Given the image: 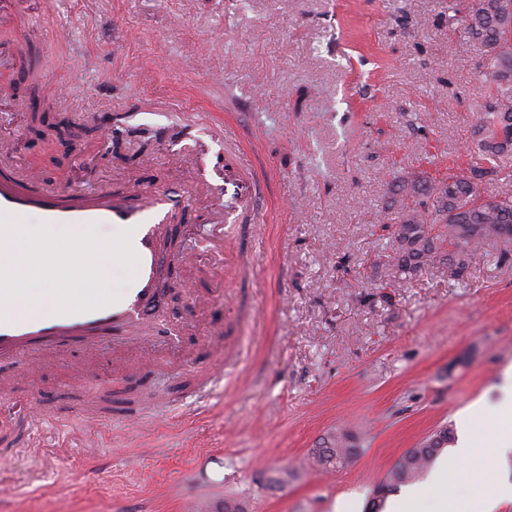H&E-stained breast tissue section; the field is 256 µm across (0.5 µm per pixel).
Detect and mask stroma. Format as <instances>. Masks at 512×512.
<instances>
[{"label": "stroma", "instance_id": "35a3bbf8", "mask_svg": "<svg viewBox=\"0 0 512 512\" xmlns=\"http://www.w3.org/2000/svg\"><path fill=\"white\" fill-rule=\"evenodd\" d=\"M471 0H0V51L35 57L58 110L89 136L47 152L28 123L26 69L0 68V169L34 168L47 185L124 191L126 176L184 199L196 261L168 279L181 347L138 325L127 358H210L218 329L241 357L204 409L130 430V390L173 388L166 375L123 378L103 349L85 379L69 364L18 384L0 405V512H194L196 500L247 512H364L409 448L470 417L473 465L512 477L484 444L502 429L487 405L512 365V240H491L462 280L437 263L401 278L391 230L375 224L398 177L443 179L474 161L472 111L485 94L479 48L459 33ZM122 128L125 156L113 154ZM249 148L267 181L255 228L221 224L224 138ZM136 154L128 163V154ZM255 247L249 280L229 281L224 246ZM108 391L96 434L75 395ZM47 414L17 441L32 405ZM359 449L347 467L309 465L330 433ZM224 459V480L194 462ZM83 479L70 477L75 467ZM286 483H275L278 471Z\"/></svg>", "mask_w": 512, "mask_h": 512}]
</instances>
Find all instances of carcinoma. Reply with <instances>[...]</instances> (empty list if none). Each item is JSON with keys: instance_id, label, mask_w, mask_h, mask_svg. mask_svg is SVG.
<instances>
[{"instance_id": "obj_1", "label": "carcinoma", "mask_w": 512, "mask_h": 512, "mask_svg": "<svg viewBox=\"0 0 512 512\" xmlns=\"http://www.w3.org/2000/svg\"><path fill=\"white\" fill-rule=\"evenodd\" d=\"M499 2L473 0L461 18L464 37L483 49L477 70L487 95L474 108L477 161L467 171L450 173L438 182L425 177L398 181L392 189L390 209L376 215L379 224L398 220L396 267L406 277L443 261L448 265V277L458 280L467 271L472 252L487 241L512 238V192L484 195L479 189L485 178L500 173L498 161L512 152V12L501 11ZM29 110L31 125L54 127L55 106L49 98L33 95ZM436 224L445 227L446 254L433 234ZM453 439V431L443 426L407 450L375 485L365 512H381L388 495L420 479ZM357 454L352 433L341 429L330 445L314 449L312 459L322 469L335 470L350 464Z\"/></svg>"}]
</instances>
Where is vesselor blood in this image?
<instances>
[{"label": "vessel or blood", "instance_id": "b4317fda", "mask_svg": "<svg viewBox=\"0 0 512 512\" xmlns=\"http://www.w3.org/2000/svg\"><path fill=\"white\" fill-rule=\"evenodd\" d=\"M262 194L263 186L258 180L232 184L226 216L257 217ZM178 203L173 193L138 188L129 194L106 191L96 202L70 204L46 186L38 171H28L21 185L11 174L0 171V217L24 222L35 214L48 224L120 226L129 231L130 246L137 257L131 281L126 282L113 302L87 311L34 312L24 317L0 313V362H20L18 371L0 377L1 401H8L19 381L33 378L59 360L72 343L111 342L124 335L130 325L159 311L161 297L157 284L164 261L185 265L193 259L188 250L174 253L168 259L161 253V226ZM187 373L200 379L193 398L199 403L206 402L220 371L194 364Z\"/></svg>", "mask_w": 512, "mask_h": 512}]
</instances>
